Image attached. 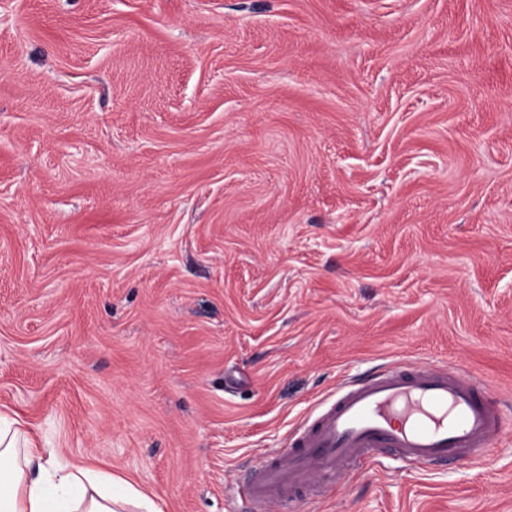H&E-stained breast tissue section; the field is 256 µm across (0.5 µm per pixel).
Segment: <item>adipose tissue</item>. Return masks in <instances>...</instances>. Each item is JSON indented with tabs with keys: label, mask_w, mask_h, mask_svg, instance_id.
Returning a JSON list of instances; mask_svg holds the SVG:
<instances>
[{
	"label": "adipose tissue",
	"mask_w": 512,
	"mask_h": 512,
	"mask_svg": "<svg viewBox=\"0 0 512 512\" xmlns=\"http://www.w3.org/2000/svg\"><path fill=\"white\" fill-rule=\"evenodd\" d=\"M0 512H164L127 478L65 462L38 444L19 415L0 413Z\"/></svg>",
	"instance_id": "1"
}]
</instances>
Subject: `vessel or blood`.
I'll list each match as a JSON object with an SVG mask.
<instances>
[{"label": "vessel or blood", "instance_id": "vessel-or-blood-1", "mask_svg": "<svg viewBox=\"0 0 512 512\" xmlns=\"http://www.w3.org/2000/svg\"><path fill=\"white\" fill-rule=\"evenodd\" d=\"M503 416L486 385L456 366H386L340 387L286 448L251 471L245 493L253 512H265L387 454L412 463H468L493 445Z\"/></svg>", "mask_w": 512, "mask_h": 512}]
</instances>
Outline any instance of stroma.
Returning <instances> with one entry per match:
<instances>
[{"label": "stroma", "instance_id": "obj_1", "mask_svg": "<svg viewBox=\"0 0 512 512\" xmlns=\"http://www.w3.org/2000/svg\"><path fill=\"white\" fill-rule=\"evenodd\" d=\"M395 362L487 384L486 456L267 512H512V0H0V411L251 512Z\"/></svg>", "mask_w": 512, "mask_h": 512}]
</instances>
